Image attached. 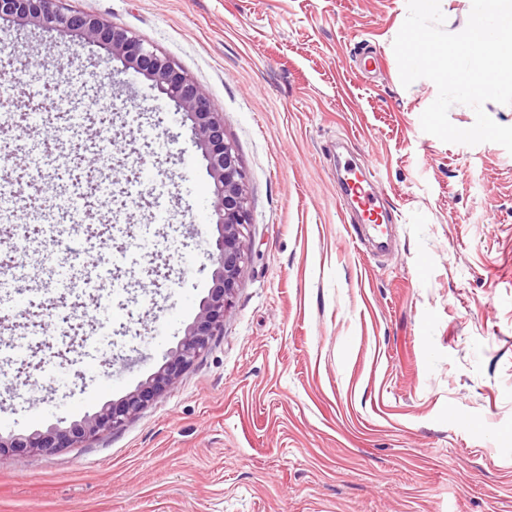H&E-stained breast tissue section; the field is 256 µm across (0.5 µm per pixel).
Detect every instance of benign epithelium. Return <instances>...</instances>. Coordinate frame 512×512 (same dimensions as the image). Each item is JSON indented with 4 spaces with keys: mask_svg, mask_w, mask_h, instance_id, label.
Here are the masks:
<instances>
[{
    "mask_svg": "<svg viewBox=\"0 0 512 512\" xmlns=\"http://www.w3.org/2000/svg\"><path fill=\"white\" fill-rule=\"evenodd\" d=\"M0 18L32 23L63 34L74 33L103 47L122 63V68L112 70V76L131 69L152 81L173 103L175 111L191 122L192 138L214 181L213 215L218 237L212 286L201 299L199 312L188 325L184 338L166 353L159 369L123 398L106 402L95 413L68 427L50 426L29 434L0 435V454L56 453L124 426L157 401L206 350L211 336L224 329V314L247 259L244 229L251 223V217L245 176L235 146L224 138V119L206 91L168 57L98 17L62 8L59 0H0Z\"/></svg>",
    "mask_w": 512,
    "mask_h": 512,
    "instance_id": "obj_1",
    "label": "benign epithelium"
}]
</instances>
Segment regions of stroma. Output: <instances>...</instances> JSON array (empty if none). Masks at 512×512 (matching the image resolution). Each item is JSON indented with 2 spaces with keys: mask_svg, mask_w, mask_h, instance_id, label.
<instances>
[{
  "mask_svg": "<svg viewBox=\"0 0 512 512\" xmlns=\"http://www.w3.org/2000/svg\"><path fill=\"white\" fill-rule=\"evenodd\" d=\"M63 5L205 89L245 174L249 253L223 332L161 399L79 447L0 455V512H512V154L423 131L437 87L403 86L393 50L407 0ZM0 45L44 65L1 105L6 179L30 182L29 139L67 153L49 184L89 197L104 272L0 313V341H25L0 367L8 435L69 426L154 373L212 285L218 231L206 163L151 81L113 83L106 50L33 25L0 19ZM59 67L86 105L36 124ZM348 159L393 215L388 251L338 192Z\"/></svg>",
  "mask_w": 512,
  "mask_h": 512,
  "instance_id": "stroma-1",
  "label": "stroma"
}]
</instances>
